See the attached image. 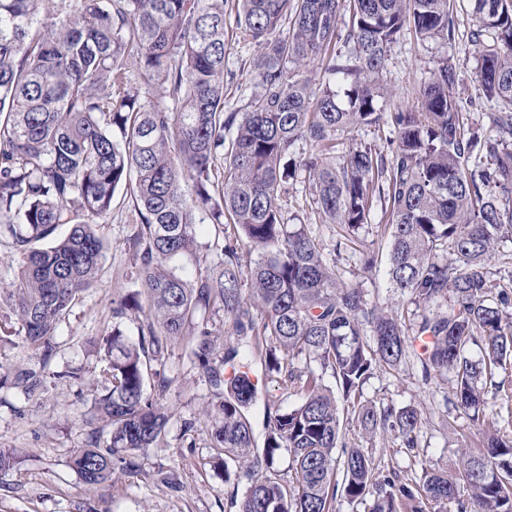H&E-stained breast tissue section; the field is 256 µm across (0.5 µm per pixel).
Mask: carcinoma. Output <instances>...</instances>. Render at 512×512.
<instances>
[{
	"instance_id": "carcinoma-1",
	"label": "carcinoma",
	"mask_w": 512,
	"mask_h": 512,
	"mask_svg": "<svg viewBox=\"0 0 512 512\" xmlns=\"http://www.w3.org/2000/svg\"><path fill=\"white\" fill-rule=\"evenodd\" d=\"M470 2L478 82L496 108L492 136L466 127L474 101L455 94L448 56L430 68L418 111L384 108L391 45L408 26L426 41L455 40L453 0H237L240 34L262 48L244 112L224 111V0H0V237L23 257L8 298L28 345L50 349L97 281L105 255L95 227L117 190L139 216L131 247L142 290L122 296L113 316L148 317L136 341L112 325L107 385L94 404L109 443L70 458L88 488L161 436L169 413L147 394L150 362L198 328L193 355L214 390L212 447L225 479L247 481L239 512H335L339 495L373 496L371 512H438L449 502L456 512H512V437L489 433L454 471L406 483L395 471L379 475L369 449L340 436L344 411L370 440L389 431L401 447H419L415 407L363 399L376 369L412 361L425 382L451 373L456 409L476 415L504 388L495 373L512 365V289L486 271L512 239V0ZM315 61L327 75L316 91L306 74ZM131 67L172 106L126 88ZM385 124L395 133L390 159L366 145L336 153L338 133ZM304 143L310 151H297ZM300 168L315 209L349 235L368 223L374 197L384 200L389 287L428 310L416 328L342 280L310 225L285 222L281 199ZM201 211L214 233L206 248L224 270L190 279L171 262H199ZM244 241L258 251L245 272ZM218 301L222 363L257 358L303 397L267 414L261 445L248 374L208 366L206 315ZM283 448L287 485L275 469Z\"/></svg>"
}]
</instances>
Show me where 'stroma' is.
<instances>
[{
    "instance_id": "35a3bbf8",
    "label": "stroma",
    "mask_w": 512,
    "mask_h": 512,
    "mask_svg": "<svg viewBox=\"0 0 512 512\" xmlns=\"http://www.w3.org/2000/svg\"><path fill=\"white\" fill-rule=\"evenodd\" d=\"M455 42L420 40L405 29L392 44L383 75L387 105L406 111L417 108L419 91L436 58L459 60L456 95L480 93L474 48L469 35L474 22L469 0H455ZM224 109L244 108L255 91L250 68L260 53L258 44L236 34V0H226ZM286 218L313 225L327 254L338 257L339 276L361 283L369 301L385 310L402 311L407 301L388 286V215L374 203L367 224L355 240L323 223L310 205V183L298 171L282 204ZM138 216L131 202L116 199L110 216L96 227L104 242L105 261L97 284L86 291L56 330L51 358L27 346L16 332L12 307L2 294L17 276L22 257L10 239L0 240V372L20 366L37 372L41 384L33 391L8 383L0 385V448L11 450L17 462L0 470V512H239L244 487L225 480L223 467L214 462L216 451L207 433L205 409L213 399L207 366H219L222 349H215L208 365L188 356L192 337L172 341L163 358L152 362L146 390L168 407L172 417L160 439L133 466L118 468L111 483L87 488L69 462L75 449L92 441L106 443L107 430L93 420V403L103 387L107 361L100 345L114 323L113 302L140 290L141 283L130 249ZM379 255L372 275H358L361 251ZM256 380L258 407L252 411L256 434H263L265 407L287 409L300 398L285 389L278 375L266 374L260 363L249 369ZM506 389L489 400L482 418L472 421L451 402L449 380H422L416 367L402 371L375 370L363 387L365 400L398 407L414 405L423 420L418 448H401L393 435L377 438L372 449L381 472L396 471L408 479H422L431 470H453L461 448L476 443L484 432L512 436V373Z\"/></svg>"
}]
</instances>
